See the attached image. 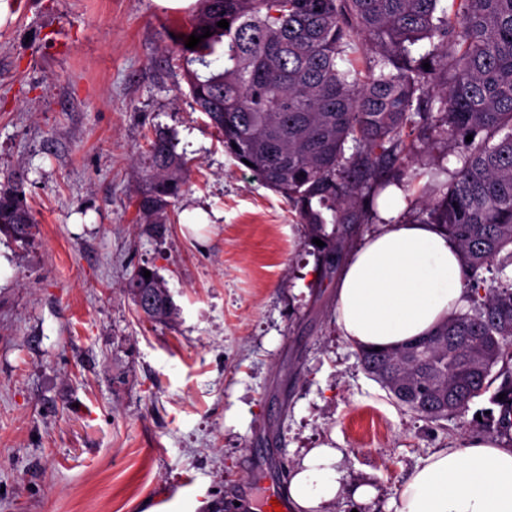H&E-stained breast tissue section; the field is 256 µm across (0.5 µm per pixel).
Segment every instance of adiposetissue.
<instances>
[{
  "label": "adipose tissue",
  "mask_w": 512,
  "mask_h": 512,
  "mask_svg": "<svg viewBox=\"0 0 512 512\" xmlns=\"http://www.w3.org/2000/svg\"><path fill=\"white\" fill-rule=\"evenodd\" d=\"M398 191L377 199L382 228L344 261L336 282L337 323L360 347H397L432 333L463 305L456 242L433 224L400 222ZM343 490L338 452L313 449L288 480L292 512H324ZM396 512H512V448L473 438L424 460Z\"/></svg>",
  "instance_id": "1"
}]
</instances>
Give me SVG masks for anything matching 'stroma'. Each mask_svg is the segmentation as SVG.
Instances as JSON below:
<instances>
[{"mask_svg":"<svg viewBox=\"0 0 512 512\" xmlns=\"http://www.w3.org/2000/svg\"><path fill=\"white\" fill-rule=\"evenodd\" d=\"M10 3L0 183L36 226L24 242L0 229V512H265L268 489L325 445L344 473L327 512H395L435 451L512 440L479 420L489 394L435 421L365 372L336 321L337 272L191 107L172 32L194 8ZM159 132L188 162L160 234L136 207ZM458 166L429 144L401 178L412 207ZM141 267L164 282L171 322L125 292ZM361 485L371 502L354 499Z\"/></svg>","mask_w":512,"mask_h":512,"instance_id":"obj_1","label":"stroma"}]
</instances>
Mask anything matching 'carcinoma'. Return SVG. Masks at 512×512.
Returning a JSON list of instances; mask_svg holds the SVG:
<instances>
[{
  "label": "carcinoma",
  "instance_id": "1",
  "mask_svg": "<svg viewBox=\"0 0 512 512\" xmlns=\"http://www.w3.org/2000/svg\"><path fill=\"white\" fill-rule=\"evenodd\" d=\"M455 3L450 14L441 0H199L173 40L193 109L325 243L326 265L343 246L340 225L369 223L364 199L414 154L415 133L457 149L452 181L409 221L456 241L472 311L400 347L365 348L361 360L397 402L433 420L466 410L500 377L488 417L509 434L512 367L491 373L512 364V284L488 286L481 270L512 264V0ZM222 19L228 28L217 26ZM207 27L210 37L185 47ZM344 60L350 69L339 67ZM186 172L171 139L157 134L138 210L159 233ZM19 195L0 185V227L23 241L35 221ZM143 273L129 278L128 294L147 319L172 320L164 284Z\"/></svg>",
  "mask_w": 512,
  "mask_h": 512
}]
</instances>
